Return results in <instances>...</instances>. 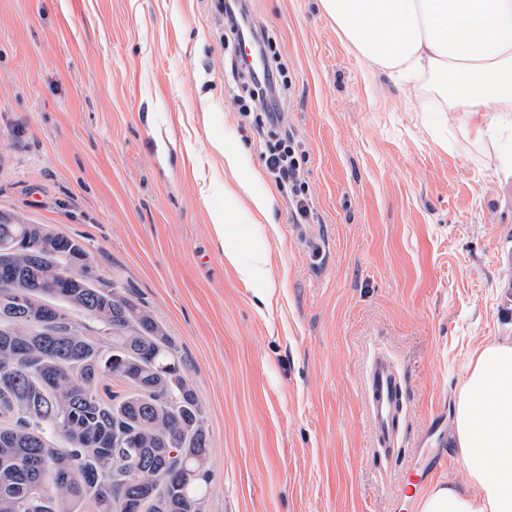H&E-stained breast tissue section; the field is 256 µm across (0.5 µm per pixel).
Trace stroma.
<instances>
[{"mask_svg":"<svg viewBox=\"0 0 512 512\" xmlns=\"http://www.w3.org/2000/svg\"><path fill=\"white\" fill-rule=\"evenodd\" d=\"M246 6L288 70L317 223L266 173L216 0H0V223L81 241L164 326L204 409V512H395L415 449L465 481L455 395L473 349L512 337V129L476 138L436 85L370 74L318 0ZM214 208L240 262L266 251L271 294L225 261ZM380 356L405 393L388 455L364 392Z\"/></svg>","mask_w":512,"mask_h":512,"instance_id":"1","label":"stroma"}]
</instances>
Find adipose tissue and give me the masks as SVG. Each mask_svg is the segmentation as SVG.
<instances>
[{
	"mask_svg": "<svg viewBox=\"0 0 512 512\" xmlns=\"http://www.w3.org/2000/svg\"><path fill=\"white\" fill-rule=\"evenodd\" d=\"M355 54L402 87L441 84L449 112L484 137L482 118L512 125V0H320ZM226 212L210 231L244 283L265 275L266 256L238 259ZM454 451L467 484H436L418 512H512V339L481 343L470 355L452 417Z\"/></svg>",
	"mask_w": 512,
	"mask_h": 512,
	"instance_id": "obj_1",
	"label": "adipose tissue"
}]
</instances>
